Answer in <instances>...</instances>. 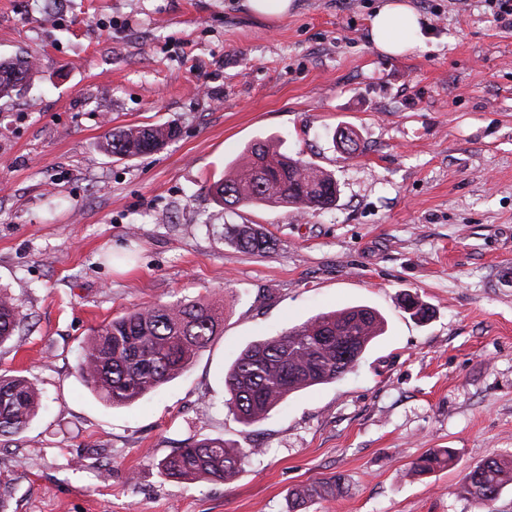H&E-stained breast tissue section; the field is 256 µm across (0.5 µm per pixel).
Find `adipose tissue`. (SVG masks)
Listing matches in <instances>:
<instances>
[{
    "mask_svg": "<svg viewBox=\"0 0 512 512\" xmlns=\"http://www.w3.org/2000/svg\"><path fill=\"white\" fill-rule=\"evenodd\" d=\"M419 28V16L408 0H386L370 22L371 40L379 51L398 56L409 47L405 33Z\"/></svg>",
    "mask_w": 512,
    "mask_h": 512,
    "instance_id": "1",
    "label": "adipose tissue"
}]
</instances>
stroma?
I'll return each instance as SVG.
<instances>
[{
  "instance_id": "35a3bbf8",
  "label": "stroma",
  "mask_w": 512,
  "mask_h": 512,
  "mask_svg": "<svg viewBox=\"0 0 512 512\" xmlns=\"http://www.w3.org/2000/svg\"><path fill=\"white\" fill-rule=\"evenodd\" d=\"M242 2L0 0V59L35 63L0 98V288L28 316L0 373L42 403L0 447L7 512H474L463 475L512 459V29L485 0H409L417 43L389 56L369 29L385 0H293L279 20ZM164 123L179 135L158 152L99 148ZM257 140L332 172L335 206L224 210L210 187ZM228 224L274 250L243 252ZM214 296L223 333L182 375L122 407L86 386L94 327ZM353 306L385 320L357 366L241 424L225 386L240 351ZM205 438L259 453L224 482L161 473ZM442 448L454 466L412 475ZM336 475L341 496L289 510ZM227 237L238 248L247 252H267L273 249V239L262 230L260 225L237 224L232 228L225 227Z\"/></svg>"
}]
</instances>
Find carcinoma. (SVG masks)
<instances>
[{"label": "carcinoma", "instance_id": "obj_1", "mask_svg": "<svg viewBox=\"0 0 512 512\" xmlns=\"http://www.w3.org/2000/svg\"><path fill=\"white\" fill-rule=\"evenodd\" d=\"M33 76L26 57L0 59V97L18 90ZM172 124L129 125L105 137L100 149L125 158L154 153L176 137ZM333 175L301 158L285 155L268 141L248 145L241 160L214 183V199L226 209L241 205L292 207L309 213L336 204ZM227 237L247 252H267L273 239L259 225L237 224ZM218 297L201 301L146 306L92 330L79 371L86 385L112 406L134 403L185 371L193 359L223 333ZM27 316L16 299L0 291V345L11 340ZM384 330L382 317L366 306L317 315L288 331L249 344L225 377L227 407L245 426L263 420L293 393L330 383L359 362L368 344ZM38 389L24 375L0 374V445H8L36 416ZM258 448H230L222 439L194 440L159 463L163 474L178 482L224 481L242 468ZM454 453H425L412 470L426 475L437 465L451 466ZM512 485V461L485 459L466 472L460 492L477 508L495 500ZM342 478L297 488L294 507L316 497L342 494Z\"/></svg>", "mask_w": 512, "mask_h": 512}]
</instances>
